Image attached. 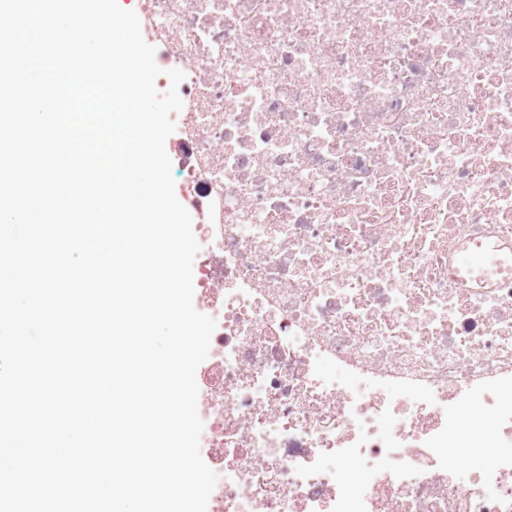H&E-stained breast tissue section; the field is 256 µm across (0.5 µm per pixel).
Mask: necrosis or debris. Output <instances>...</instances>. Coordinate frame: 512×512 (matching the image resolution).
Wrapping results in <instances>:
<instances>
[{"instance_id": "necrosis-or-debris-1", "label": "necrosis or debris", "mask_w": 512, "mask_h": 512, "mask_svg": "<svg viewBox=\"0 0 512 512\" xmlns=\"http://www.w3.org/2000/svg\"><path fill=\"white\" fill-rule=\"evenodd\" d=\"M137 15L185 73L209 512H512V278L453 270L512 247V0ZM508 272L512 274V249L494 242L462 252L456 263V273L465 279L492 281Z\"/></svg>"}]
</instances>
